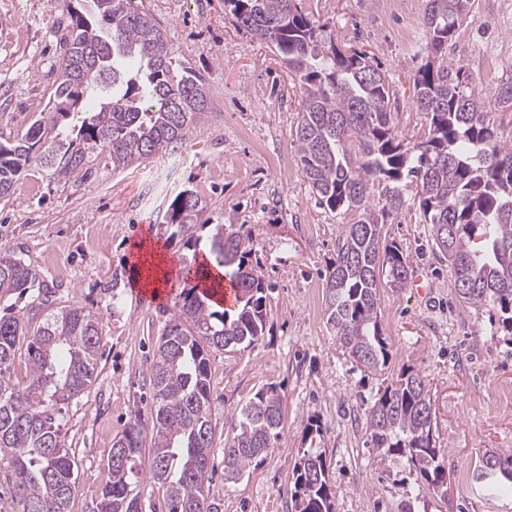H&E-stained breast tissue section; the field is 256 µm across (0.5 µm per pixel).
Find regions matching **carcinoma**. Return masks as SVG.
Wrapping results in <instances>:
<instances>
[{"mask_svg":"<svg viewBox=\"0 0 512 512\" xmlns=\"http://www.w3.org/2000/svg\"><path fill=\"white\" fill-rule=\"evenodd\" d=\"M91 11L68 10L63 57L45 108L27 131L0 142V198L21 174L46 169L63 180L105 154L113 170L139 166L184 139L209 109V87L176 60L160 23L140 0H91ZM478 0H429L424 17L427 60L412 78V105L424 115L417 142L397 134L389 109L388 76L371 57L337 42L333 31L298 9L296 0H224L238 29L268 44L288 66L301 93L294 134L300 165L320 206L351 211L336 259L325 275V312L344 354L376 372L387 366L389 342L379 320L383 287L405 288L408 256L383 235V224L417 206L436 256L448 263L460 301L486 311L495 332L512 336V145L496 138L482 90L448 44ZM112 38L107 76L75 64ZM501 111L512 110V67L499 84ZM416 185L417 201L402 184ZM206 202L190 189L165 214L172 235H193ZM252 238L216 224L210 257L238 289L228 308L216 289L179 296L149 367L152 406L112 439L108 481L90 494L85 512H143L134 492L137 466L150 446L149 479L164 489L166 512H217L210 500L214 430L210 417V357L247 348L264 336L263 278L249 266ZM36 272L0 247V299L28 292ZM101 322L68 305L31 329L23 316L0 313V476L12 512H71L75 460L64 448L59 416L97 378ZM25 381H15L21 350ZM237 433L224 449V480L239 479L283 430L277 388L256 392L237 414ZM369 447L380 460L444 488L445 450L439 447L426 380L401 369L368 411ZM321 425H310L291 472L293 512H335L336 493ZM474 481L491 495L512 494V456L487 450Z\"/></svg>","mask_w":512,"mask_h":512,"instance_id":"carcinoma-1","label":"carcinoma"}]
</instances>
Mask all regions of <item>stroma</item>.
<instances>
[{
	"label": "stroma",
	"mask_w": 512,
	"mask_h": 512,
	"mask_svg": "<svg viewBox=\"0 0 512 512\" xmlns=\"http://www.w3.org/2000/svg\"><path fill=\"white\" fill-rule=\"evenodd\" d=\"M331 26L344 46L367 52L386 71L390 109L401 136L417 140L425 119L412 106L410 80L427 56L428 0H297ZM69 0H0V135L25 130L44 109L61 53L57 29ZM178 60L211 89L206 118L184 140L137 167L113 170L107 155L61 181L49 171L21 175L0 199V246L36 270L39 281L8 300L14 312L44 319L76 304L99 316L98 377L65 406L61 433L76 462L85 512L91 489L107 478L112 439L136 409H147V366L172 313L171 302L140 300L131 288L133 246L150 237L192 261L209 251L211 227L242 226L253 238L249 264L267 286L263 337L241 351L210 357L215 473L210 499L219 512H291L288 480L311 423L324 431L336 487V512H400L418 497L426 512H512V495L488 496L470 480L486 450L512 453V408L489 403L512 386V340L493 335L487 314L456 304L447 263L428 244L416 209L388 218L384 232L408 255L414 276L432 283L380 290V322L392 359L382 373L361 371L337 345L325 315L324 274L336 257L346 214L320 208L294 143L300 90L270 48L239 31L224 0H143ZM450 55L465 64L491 99L512 65V0H480L457 30ZM207 201L194 241L161 222L182 190ZM411 367L428 382L439 441L447 451V496L428 485L386 478L366 448V411L379 388ZM277 387L284 429L241 479L224 478V447L236 413L261 389Z\"/></svg>",
	"instance_id": "obj_1"
}]
</instances>
